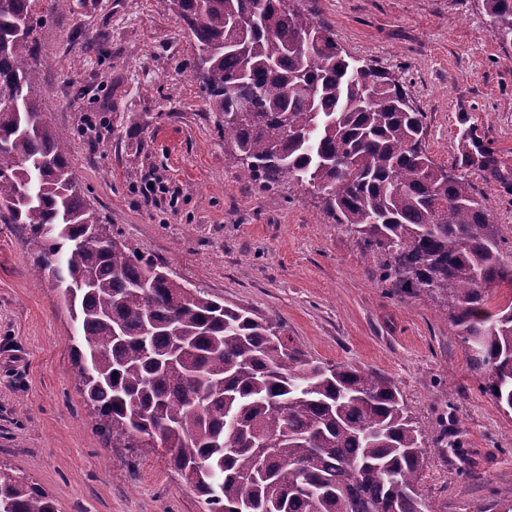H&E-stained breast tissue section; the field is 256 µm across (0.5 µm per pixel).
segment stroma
<instances>
[{"label": "stroma", "mask_w": 512, "mask_h": 512, "mask_svg": "<svg viewBox=\"0 0 512 512\" xmlns=\"http://www.w3.org/2000/svg\"><path fill=\"white\" fill-rule=\"evenodd\" d=\"M289 5L350 59L400 79L425 115L433 161L466 175L511 233L512 46L494 37L482 0ZM36 11L53 61L36 75L45 117L66 133L71 168L113 233L174 279L278 320L312 358L386 375L426 434L421 494L444 512H504L512 410L482 391L444 303L382 281L316 192L268 189L225 164L224 134L185 67L193 40L170 0H70L63 10L38 0ZM470 139L490 165H467ZM23 236L0 223V459L59 512H205L166 449L113 447L94 429L77 385V325L61 291L34 281Z\"/></svg>", "instance_id": "1"}]
</instances>
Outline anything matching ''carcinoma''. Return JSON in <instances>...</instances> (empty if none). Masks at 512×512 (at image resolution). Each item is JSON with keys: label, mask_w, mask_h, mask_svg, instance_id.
I'll return each mask as SVG.
<instances>
[{"label": "carcinoma", "mask_w": 512, "mask_h": 512, "mask_svg": "<svg viewBox=\"0 0 512 512\" xmlns=\"http://www.w3.org/2000/svg\"><path fill=\"white\" fill-rule=\"evenodd\" d=\"M38 0H0V222L63 290L96 430L164 448L206 512H438L418 491L425 434L385 375L309 358L279 322L171 278L112 236L85 198L35 87ZM187 67L240 176L322 194L335 223L409 295L446 299L483 390L512 410V250L473 185L422 147L404 87L345 58L285 0H171ZM512 45V0H482ZM0 512H57L0 461Z\"/></svg>", "instance_id": "1"}]
</instances>
